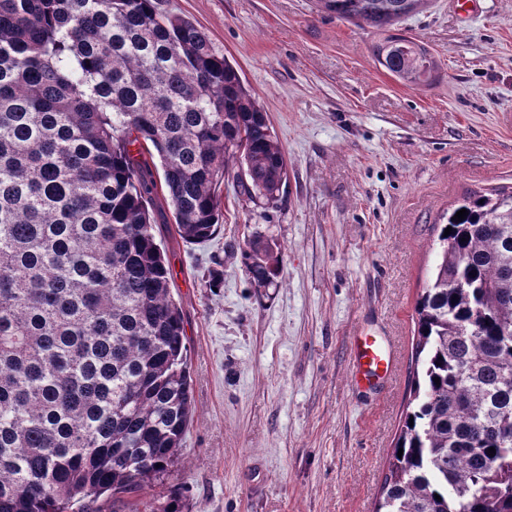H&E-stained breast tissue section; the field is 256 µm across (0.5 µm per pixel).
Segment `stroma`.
I'll return each instance as SVG.
<instances>
[{
    "label": "stroma",
    "mask_w": 512,
    "mask_h": 512,
    "mask_svg": "<svg viewBox=\"0 0 512 512\" xmlns=\"http://www.w3.org/2000/svg\"><path fill=\"white\" fill-rule=\"evenodd\" d=\"M228 57L288 159L276 205L221 187L207 242L154 208L183 318L194 404L178 459L153 488L183 512H372L403 417L415 306L444 213L470 189L512 184V0L474 12L428 0L402 22L441 78L409 86L375 60L374 29L315 0H158ZM281 245L276 286L251 287L237 250ZM224 281L208 288L210 270ZM393 345L376 393L350 383V343Z\"/></svg>",
    "instance_id": "obj_1"
}]
</instances>
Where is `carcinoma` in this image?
I'll use <instances>...</instances> for the list:
<instances>
[{
  "label": "carcinoma",
  "instance_id": "1",
  "mask_svg": "<svg viewBox=\"0 0 512 512\" xmlns=\"http://www.w3.org/2000/svg\"><path fill=\"white\" fill-rule=\"evenodd\" d=\"M317 2L375 29L397 80H435L430 51L394 32L427 0ZM233 160L244 193L279 201L266 112L190 19L157 0H0V512L153 508L193 399L150 203L209 240ZM240 254L255 290L282 275L266 235ZM437 255L375 510L512 512V186L461 196Z\"/></svg>",
  "mask_w": 512,
  "mask_h": 512
}]
</instances>
